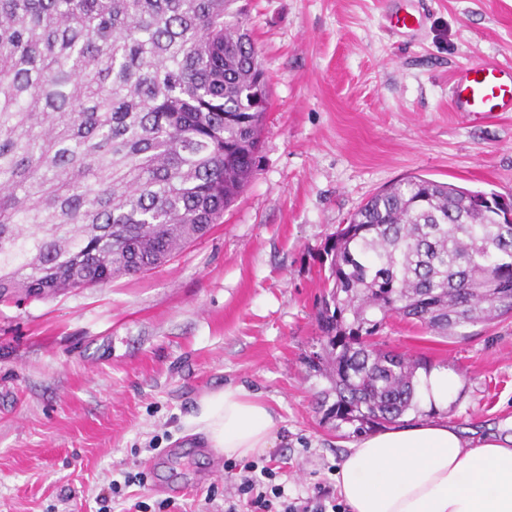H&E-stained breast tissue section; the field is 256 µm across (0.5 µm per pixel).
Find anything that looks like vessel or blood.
<instances>
[{
  "mask_svg": "<svg viewBox=\"0 0 512 512\" xmlns=\"http://www.w3.org/2000/svg\"><path fill=\"white\" fill-rule=\"evenodd\" d=\"M450 100L457 112H512V67L489 58L470 64L454 75Z\"/></svg>",
  "mask_w": 512,
  "mask_h": 512,
  "instance_id": "1",
  "label": "vessel or blood"
}]
</instances>
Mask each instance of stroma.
Listing matches in <instances>:
<instances>
[{
	"instance_id": "obj_1",
	"label": "stroma",
	"mask_w": 512,
	"mask_h": 512,
	"mask_svg": "<svg viewBox=\"0 0 512 512\" xmlns=\"http://www.w3.org/2000/svg\"><path fill=\"white\" fill-rule=\"evenodd\" d=\"M269 82L260 166L223 223L145 274L0 304V512H224L228 458L190 434L212 390L280 417L259 461L289 497L335 485L350 425L310 369L319 259L381 188L413 174L512 196V112L453 111L449 85L512 65V0H239ZM420 25L400 35L392 12ZM379 346L448 369L442 417L476 438L512 422V314L436 336L398 317ZM144 485L125 484L128 473Z\"/></svg>"
}]
</instances>
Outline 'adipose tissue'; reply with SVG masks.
Returning a JSON list of instances; mask_svg holds the SVG:
<instances>
[{"label": "adipose tissue", "mask_w": 512, "mask_h": 512, "mask_svg": "<svg viewBox=\"0 0 512 512\" xmlns=\"http://www.w3.org/2000/svg\"><path fill=\"white\" fill-rule=\"evenodd\" d=\"M208 447L228 457L266 454L278 420L239 386L205 395L189 421ZM338 489L350 512H512V438L468 446L442 419L362 436L343 456Z\"/></svg>", "instance_id": "ef3b65f1"}]
</instances>
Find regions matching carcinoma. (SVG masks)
Masks as SVG:
<instances>
[{
    "label": "carcinoma",
    "mask_w": 512,
    "mask_h": 512,
    "mask_svg": "<svg viewBox=\"0 0 512 512\" xmlns=\"http://www.w3.org/2000/svg\"><path fill=\"white\" fill-rule=\"evenodd\" d=\"M238 0H0V302L163 264L251 182L268 81ZM413 175L371 196L320 261L330 413L360 435L420 412L431 365L368 342L512 313V224Z\"/></svg>",
    "instance_id": "carcinoma-1"
}]
</instances>
